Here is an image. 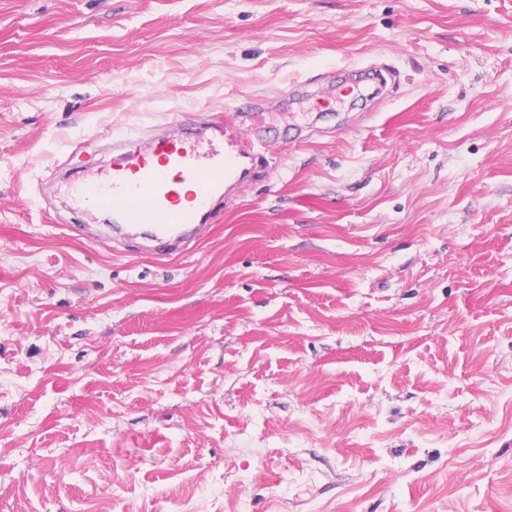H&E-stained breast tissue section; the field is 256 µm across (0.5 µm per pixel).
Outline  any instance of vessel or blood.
<instances>
[{
  "label": "vessel or blood",
  "mask_w": 512,
  "mask_h": 512,
  "mask_svg": "<svg viewBox=\"0 0 512 512\" xmlns=\"http://www.w3.org/2000/svg\"><path fill=\"white\" fill-rule=\"evenodd\" d=\"M259 104L249 97L223 121L201 118L190 141L168 136L135 150L123 140L113 143L111 166L88 169L68 185L72 211H110L117 229L147 226L152 251L179 255L218 204L259 177L271 144L248 122Z\"/></svg>",
  "instance_id": "1"
}]
</instances>
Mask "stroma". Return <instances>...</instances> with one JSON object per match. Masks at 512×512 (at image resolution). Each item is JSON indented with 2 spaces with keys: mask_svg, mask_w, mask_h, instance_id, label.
Here are the masks:
<instances>
[{
  "mask_svg": "<svg viewBox=\"0 0 512 512\" xmlns=\"http://www.w3.org/2000/svg\"><path fill=\"white\" fill-rule=\"evenodd\" d=\"M314 76L181 255L44 194ZM0 512H512V0H0Z\"/></svg>",
  "mask_w": 512,
  "mask_h": 512,
  "instance_id": "stroma-1",
  "label": "stroma"
}]
</instances>
